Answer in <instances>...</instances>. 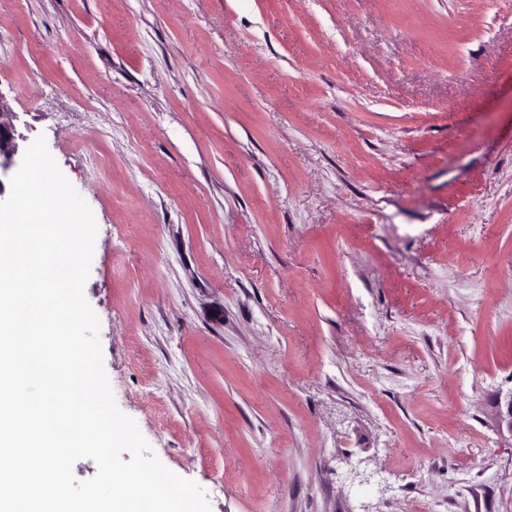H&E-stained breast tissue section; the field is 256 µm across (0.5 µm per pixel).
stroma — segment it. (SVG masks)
I'll return each instance as SVG.
<instances>
[{"label":"stroma","instance_id":"stroma-1","mask_svg":"<svg viewBox=\"0 0 512 512\" xmlns=\"http://www.w3.org/2000/svg\"><path fill=\"white\" fill-rule=\"evenodd\" d=\"M0 104L211 512H512V0H0Z\"/></svg>","mask_w":512,"mask_h":512}]
</instances>
